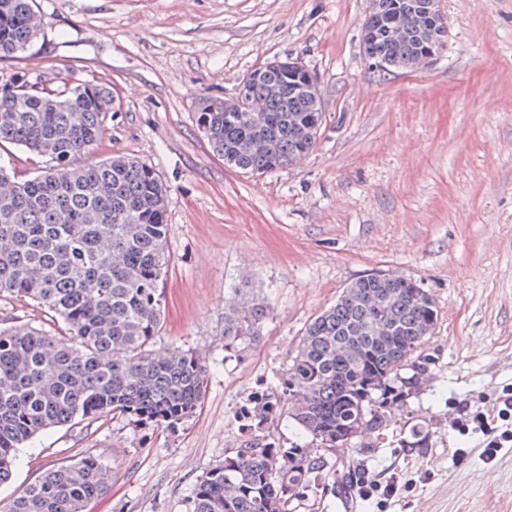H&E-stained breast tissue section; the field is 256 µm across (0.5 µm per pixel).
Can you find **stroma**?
<instances>
[{
  "mask_svg": "<svg viewBox=\"0 0 512 512\" xmlns=\"http://www.w3.org/2000/svg\"><path fill=\"white\" fill-rule=\"evenodd\" d=\"M371 0H33L40 35L0 60L41 85L105 82L117 111L93 151L137 158L168 190L170 263L158 350L208 369L202 407L173 428L104 416L51 428L17 452L0 499L85 455L112 472L85 512H192L199 477L247 442L288 446L285 414L261 429L237 410L282 392L305 327L351 280L410 276L434 298L423 391L365 449L327 453L288 512H336L348 486L395 483L357 512H512V445L485 453L457 423L498 431L512 401V0H442L448 44L414 71L372 69L360 45ZM292 58L318 78L323 122L296 166L251 176L215 157L195 114L252 68ZM264 297L256 336L224 348V300ZM47 307L0 293V326L47 328Z\"/></svg>",
  "mask_w": 512,
  "mask_h": 512,
  "instance_id": "1",
  "label": "stroma"
}]
</instances>
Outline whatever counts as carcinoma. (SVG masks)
Listing matches in <instances>:
<instances>
[{
	"mask_svg": "<svg viewBox=\"0 0 512 512\" xmlns=\"http://www.w3.org/2000/svg\"><path fill=\"white\" fill-rule=\"evenodd\" d=\"M388 13L364 51L389 70L415 71L426 51L447 42V18L432 0H388ZM39 34L31 0H0V59L27 51ZM113 107L102 83L52 89L17 75L0 85V142L48 162L23 181L0 166V292L44 305L68 330L0 327V486L18 449L48 429L105 415L172 426L196 414L204 396L207 369L196 355L153 348L169 262L161 179L123 154L74 164L102 139ZM320 110L317 85L266 62L233 97L203 99L196 123L224 165L261 176L309 154ZM266 312L264 299L233 292L224 347L255 335ZM438 316L432 295L405 275L380 271L347 283L305 328L287 403L269 396L253 409L261 419L287 408L302 441L251 442L225 458L197 481L192 512H287L325 465L313 449L352 444L420 394L426 367L416 353ZM111 480L86 455L0 499V512H84Z\"/></svg>",
	"mask_w": 512,
	"mask_h": 512,
	"instance_id": "obj_1",
	"label": "carcinoma"
}]
</instances>
